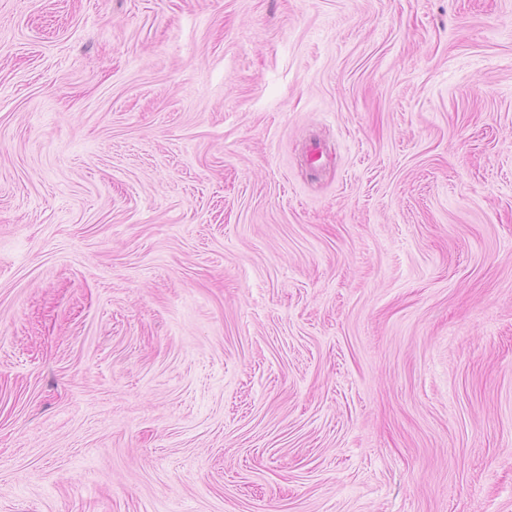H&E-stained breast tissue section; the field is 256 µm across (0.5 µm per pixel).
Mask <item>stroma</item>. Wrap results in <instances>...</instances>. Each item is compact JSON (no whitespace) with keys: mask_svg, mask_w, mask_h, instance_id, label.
<instances>
[{"mask_svg":"<svg viewBox=\"0 0 512 512\" xmlns=\"http://www.w3.org/2000/svg\"><path fill=\"white\" fill-rule=\"evenodd\" d=\"M0 512H512V0H0Z\"/></svg>","mask_w":512,"mask_h":512,"instance_id":"obj_1","label":"stroma"}]
</instances>
